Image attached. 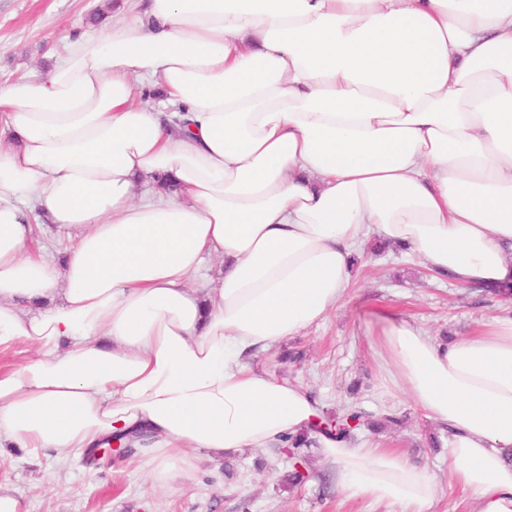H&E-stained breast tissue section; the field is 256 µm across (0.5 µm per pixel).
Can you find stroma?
I'll return each mask as SVG.
<instances>
[{
  "mask_svg": "<svg viewBox=\"0 0 512 512\" xmlns=\"http://www.w3.org/2000/svg\"><path fill=\"white\" fill-rule=\"evenodd\" d=\"M100 0H0V86L51 68L66 42L90 27L109 29L112 17L93 21ZM349 289L327 319L257 353L255 366L309 387L325 413L360 407L394 423L357 429L352 445L373 443L426 466L437 498L432 512H476L472 498L448 479L442 448L448 439L409 396L392 387L381 367L379 339L390 323L404 321L450 342L491 328L508 310L498 297L432 273L398 245L370 236L355 256ZM304 479L281 482L290 465L285 453L250 449L199 454L194 474L171 488L154 486L143 455L102 458L33 457L24 448H0V480L23 496L28 512H398L367 498L349 499L317 449H303Z\"/></svg>",
  "mask_w": 512,
  "mask_h": 512,
  "instance_id": "stroma-1",
  "label": "stroma"
}]
</instances>
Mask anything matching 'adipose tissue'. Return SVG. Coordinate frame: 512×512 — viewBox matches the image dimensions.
Wrapping results in <instances>:
<instances>
[{"label":"adipose tissue","mask_w":512,"mask_h":512,"mask_svg":"<svg viewBox=\"0 0 512 512\" xmlns=\"http://www.w3.org/2000/svg\"><path fill=\"white\" fill-rule=\"evenodd\" d=\"M2 136L0 353L37 354L0 366V446L80 454L143 428L166 488L199 452L305 433L347 498L430 512L427 468L317 431L309 388L250 359L326 319L372 228L459 283L512 284V0H136L0 88ZM40 214L72 241L62 263L34 246ZM383 344L446 428L451 480L512 512V316Z\"/></svg>","instance_id":"1"}]
</instances>
